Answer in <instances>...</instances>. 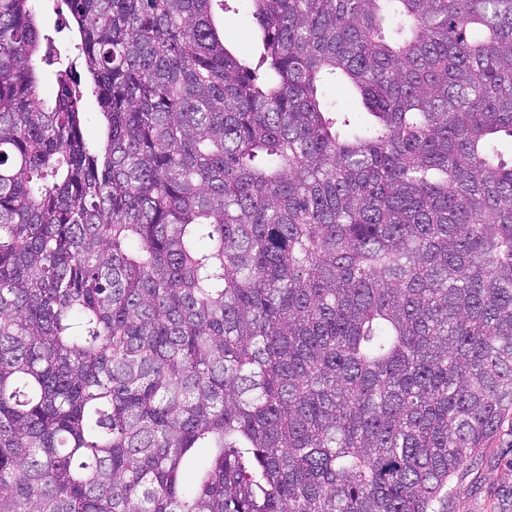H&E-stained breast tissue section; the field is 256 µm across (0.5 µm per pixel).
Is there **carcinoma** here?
Masks as SVG:
<instances>
[{
	"instance_id": "obj_1",
	"label": "carcinoma",
	"mask_w": 512,
	"mask_h": 512,
	"mask_svg": "<svg viewBox=\"0 0 512 512\" xmlns=\"http://www.w3.org/2000/svg\"><path fill=\"white\" fill-rule=\"evenodd\" d=\"M216 1L64 0L47 104L0 0V512H448L512 420V0H250L255 62ZM236 11L223 13L218 7L216 20L225 45L237 53L247 57H257L260 44L258 28L250 17V2L239 0L235 4Z\"/></svg>"
}]
</instances>
